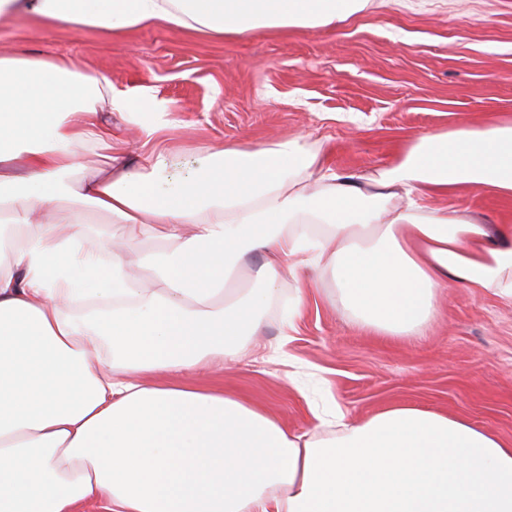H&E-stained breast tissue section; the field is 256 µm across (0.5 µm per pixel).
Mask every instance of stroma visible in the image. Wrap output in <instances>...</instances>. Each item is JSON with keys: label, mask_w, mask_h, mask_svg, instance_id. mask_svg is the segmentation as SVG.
<instances>
[{"label": "stroma", "mask_w": 512, "mask_h": 512, "mask_svg": "<svg viewBox=\"0 0 512 512\" xmlns=\"http://www.w3.org/2000/svg\"><path fill=\"white\" fill-rule=\"evenodd\" d=\"M42 55L105 73L131 109L112 115V138L79 151L77 175L108 158L143 154L138 120L151 87L167 106L157 139L187 174L197 150L302 139L330 166L368 175L434 131L512 116V0H400L368 8L330 30H269L212 38L159 25L126 34L46 26L19 18L0 25V52ZM485 223L512 216V199L467 189L433 196ZM263 310L265 325L236 356L197 381L239 391L291 432H313L314 394L353 418L409 403L469 420L512 445V305L457 285L442 289L437 317L418 336L363 330L329 280H309L302 315L283 334L288 296ZM279 354H272V346Z\"/></svg>", "instance_id": "obj_1"}]
</instances>
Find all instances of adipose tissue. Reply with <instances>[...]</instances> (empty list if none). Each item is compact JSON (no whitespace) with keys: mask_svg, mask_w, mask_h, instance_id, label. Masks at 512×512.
I'll return each instance as SVG.
<instances>
[{"mask_svg":"<svg viewBox=\"0 0 512 512\" xmlns=\"http://www.w3.org/2000/svg\"><path fill=\"white\" fill-rule=\"evenodd\" d=\"M369 4L0 0V22L224 36L331 29ZM129 109L104 73L0 53V512H512V447L464 419L399 404L360 420L334 405L319 421L336 436L310 440L191 378L260 331L285 267L330 278L381 336L421 331L451 283L512 303V224L421 204L462 186L512 199V118L422 135L369 175L292 139L210 146L172 184L158 149L71 182L77 148L112 136L103 112ZM62 204L71 222L36 221ZM88 210L130 238L160 230L152 278L89 240ZM159 373L175 383H147Z\"/></svg>","mask_w":512,"mask_h":512,"instance_id":"ef3b65f1","label":"adipose tissue"}]
</instances>
